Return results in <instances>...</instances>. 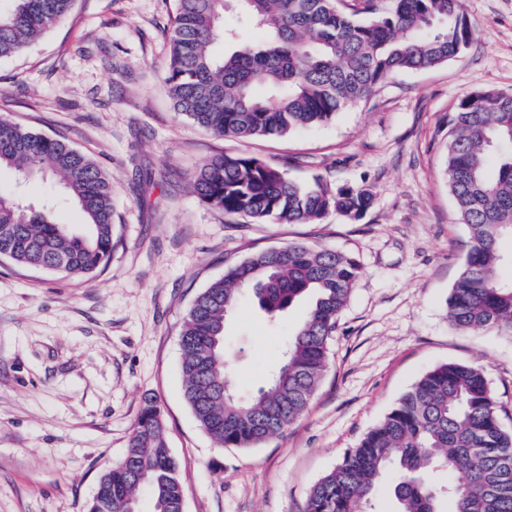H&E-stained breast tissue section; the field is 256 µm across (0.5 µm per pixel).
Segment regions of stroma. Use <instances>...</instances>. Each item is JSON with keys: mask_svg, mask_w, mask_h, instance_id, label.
<instances>
[{"mask_svg": "<svg viewBox=\"0 0 512 512\" xmlns=\"http://www.w3.org/2000/svg\"><path fill=\"white\" fill-rule=\"evenodd\" d=\"M175 0H78L18 58L0 59V115L66 138L112 178V258L93 278L0 260V512H88L100 474L124 456L146 398L159 401L186 512H305L315 482L398 398L441 363L481 366L512 428V338L454 329L446 299L467 231L442 176L460 100L512 93V0H463L469 45L405 71L326 124L282 137L218 139L175 112L164 78ZM248 154L307 184L369 192L359 217L311 224L228 216L193 191L213 155ZM0 189L26 206L82 217L56 180ZM308 243L361 275L307 410L256 448L219 447L184 398L179 334L196 296L251 254ZM308 299L269 326L250 296L225 320L231 384L274 372Z\"/></svg>", "mask_w": 512, "mask_h": 512, "instance_id": "obj_1", "label": "stroma"}]
</instances>
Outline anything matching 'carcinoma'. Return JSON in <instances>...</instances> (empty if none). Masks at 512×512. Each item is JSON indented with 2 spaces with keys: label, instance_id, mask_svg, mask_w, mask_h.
<instances>
[{
  "label": "carcinoma",
  "instance_id": "obj_1",
  "mask_svg": "<svg viewBox=\"0 0 512 512\" xmlns=\"http://www.w3.org/2000/svg\"><path fill=\"white\" fill-rule=\"evenodd\" d=\"M0 59L23 54L73 8L75 0H4ZM176 0L170 19L166 83L174 109L217 138L281 137L333 120L390 76L447 62L472 32L462 0ZM364 13L369 19L361 20ZM257 29L256 42L240 37ZM223 40L224 53L212 51ZM24 183L56 177L83 217V233L58 222L54 206L35 209L0 192V258L18 266L87 278L106 267L114 246L112 181L87 154L60 137L0 118V170ZM444 176L468 245L447 299L458 330L512 335V94L463 99L448 122ZM193 187L230 215L281 224L329 212L359 216L363 190H331L316 177L301 186L249 155L220 154L197 170ZM360 276L341 253L298 243L252 255L195 298L180 333L184 398L200 427L221 446L255 448L307 409L328 366L338 316ZM274 326L310 295L268 382L247 395L231 387L224 321L242 292ZM394 476L393 512H512V430L498 412L483 369L442 363L425 372L385 417L311 488L305 512H379L376 496ZM153 512H175L182 492L167 453L159 406L142 408L124 458L99 478L91 512H127L140 488Z\"/></svg>",
  "mask_w": 512,
  "mask_h": 512
}]
</instances>
